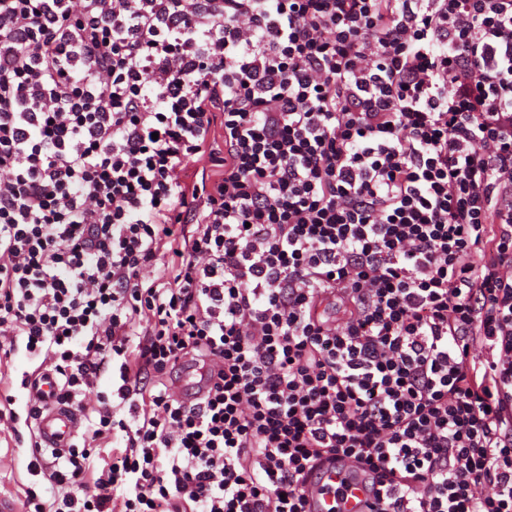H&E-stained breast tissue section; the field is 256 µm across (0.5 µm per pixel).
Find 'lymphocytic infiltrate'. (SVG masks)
<instances>
[{
    "mask_svg": "<svg viewBox=\"0 0 512 512\" xmlns=\"http://www.w3.org/2000/svg\"><path fill=\"white\" fill-rule=\"evenodd\" d=\"M0 335L134 413L32 512H512V0H0ZM189 371H195V373L188 374L191 375L192 380L181 377L170 381V387L179 400L187 404L200 400L213 384V372L208 365L197 363ZM306 490L310 512H369L364 480L352 472L350 462L342 466L323 463L309 479ZM334 506L335 511H331Z\"/></svg>",
    "mask_w": 512,
    "mask_h": 512,
    "instance_id": "f902f5d3",
    "label": "lymphocytic infiltrate"
}]
</instances>
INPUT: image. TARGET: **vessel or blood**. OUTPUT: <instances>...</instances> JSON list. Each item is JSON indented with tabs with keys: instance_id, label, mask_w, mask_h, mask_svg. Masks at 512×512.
Masks as SVG:
<instances>
[{
	"instance_id": "1",
	"label": "vessel or blood",
	"mask_w": 512,
	"mask_h": 512,
	"mask_svg": "<svg viewBox=\"0 0 512 512\" xmlns=\"http://www.w3.org/2000/svg\"><path fill=\"white\" fill-rule=\"evenodd\" d=\"M213 383L209 366L195 365L190 379H174L171 389L179 400H200ZM23 388L34 394L41 408L33 417L34 429L41 447L55 451L69 448L77 434L78 419L72 409L58 401L59 385L52 372L40 376H24ZM310 512H367L368 494L362 477L353 473L351 465L323 463L310 478L307 487Z\"/></svg>"
}]
</instances>
